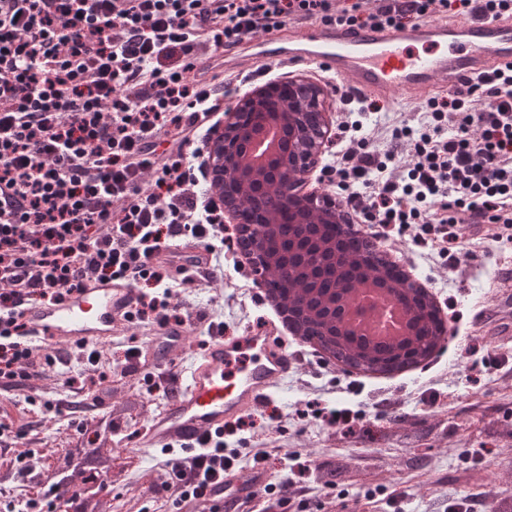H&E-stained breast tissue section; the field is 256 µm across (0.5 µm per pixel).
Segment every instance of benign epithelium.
Returning a JSON list of instances; mask_svg holds the SVG:
<instances>
[{
  "instance_id": "benign-epithelium-1",
  "label": "benign epithelium",
  "mask_w": 512,
  "mask_h": 512,
  "mask_svg": "<svg viewBox=\"0 0 512 512\" xmlns=\"http://www.w3.org/2000/svg\"><path fill=\"white\" fill-rule=\"evenodd\" d=\"M302 85L288 93V105L279 101L280 85L269 84L254 90L227 113L224 125V198L248 201L262 206L264 198L280 190L285 207L279 214L254 215L250 228L255 252L287 276L306 284L302 300L288 304V313L309 326H319L324 336H338L332 318L355 286L362 282V268L344 262L341 236L326 229L346 223V214L332 198L321 197L323 216L313 223L309 205L315 194L302 193L304 176L318 163L331 129L328 113L332 107L325 88L307 79L288 80V86ZM318 113L316 124L308 121L310 112ZM298 228L287 238L277 235L278 225ZM412 332L428 320L440 326L445 321L427 293L411 299ZM417 360L413 346L407 344L388 356L379 369L392 371Z\"/></svg>"
}]
</instances>
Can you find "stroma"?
Segmentation results:
<instances>
[{
    "instance_id": "1",
    "label": "stroma",
    "mask_w": 512,
    "mask_h": 512,
    "mask_svg": "<svg viewBox=\"0 0 512 512\" xmlns=\"http://www.w3.org/2000/svg\"><path fill=\"white\" fill-rule=\"evenodd\" d=\"M298 77L328 89L332 129L346 123L364 134L377 133L380 150L387 146L386 131L400 118L417 123L424 117L420 104L408 100L383 105L377 112L360 111L357 102L348 100L344 82L326 78L307 64L266 69L256 84ZM380 246L431 292L450 336L418 366L387 374L346 371L313 353L310 364L275 389L268 404L246 413L249 427L225 431L224 446L238 453L243 469L254 465L260 439L279 438L283 451L264 462L277 481L298 463L347 454L348 483L327 489L315 474H304L298 480L304 508L291 504L274 512H455L457 505L489 488L485 480L457 484V469L470 466L488 474L512 468V448L493 439L494 433L512 431V341H500L492 326L477 324L478 310L503 286L504 270L512 269V240L478 235L463 225L456 244L440 255L415 241L412 231L394 228ZM234 249L232 238H225L220 290L194 284L179 289L182 305L207 318L195 332L194 343L178 353L179 363H188L192 354L202 351L212 326L223 325L225 335L239 336L272 314L246 264L234 261ZM51 354L66 359L64 373L71 382L44 387L43 400L88 401L89 374L76 348L56 347ZM333 409L343 410L345 422L327 423ZM4 416L27 417L34 426V448L48 456L73 437L67 414L45 408L29 413L18 389L0 397V418ZM146 423V418H138L114 438L119 452L112 459V483L103 493V512H130L136 495L142 498L140 512H173L148 484L150 475L161 472L163 454L139 447V430Z\"/></svg>"
}]
</instances>
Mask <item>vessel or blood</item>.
I'll use <instances>...</instances> for the list:
<instances>
[{
	"label": "vessel or blood",
	"instance_id": "1",
	"mask_svg": "<svg viewBox=\"0 0 512 512\" xmlns=\"http://www.w3.org/2000/svg\"><path fill=\"white\" fill-rule=\"evenodd\" d=\"M299 62L336 76L362 97L390 101L401 94L418 101L458 87L462 78L512 63V16L489 22L434 19L393 30L293 26L286 38L263 32L248 39L246 51L204 55L198 66L208 70L217 65L243 75L261 66ZM159 258L180 274L205 264L207 253L194 244L176 243L162 249ZM134 298L128 280H89L61 302L25 307L23 319L28 335L49 346H97L126 328L124 314ZM480 318L495 322L498 335H511L512 290L496 292ZM190 334L186 327H165L145 344L150 362L168 369L176 388L139 434V447L192 448L222 434L226 424L262 406L300 364L299 352L288 351L279 325L270 319L234 338L213 334L202 355L183 367L173 355L186 347ZM272 480L261 467L226 469L223 488L186 505L184 512H211L223 497L231 512H261L263 489Z\"/></svg>",
	"mask_w": 512,
	"mask_h": 512
}]
</instances>
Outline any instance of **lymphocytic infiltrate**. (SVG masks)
<instances>
[{"mask_svg": "<svg viewBox=\"0 0 512 512\" xmlns=\"http://www.w3.org/2000/svg\"><path fill=\"white\" fill-rule=\"evenodd\" d=\"M458 12L490 21L512 0H0V384L44 377L20 307L89 279L130 278L131 322L190 324L154 253L174 237L223 240L202 157L223 83L196 72L198 49L228 50L262 31L315 20L400 28ZM430 119L397 128L385 156L347 148L336 186L364 223L423 224L448 245L460 224L512 225V65L427 100ZM161 296H154L155 288ZM28 448L10 458L24 512H55ZM231 461L223 443L168 460L175 500L207 498Z\"/></svg>", "mask_w": 512, "mask_h": 512, "instance_id": "obj_1", "label": "lymphocytic infiltrate"}]
</instances>
